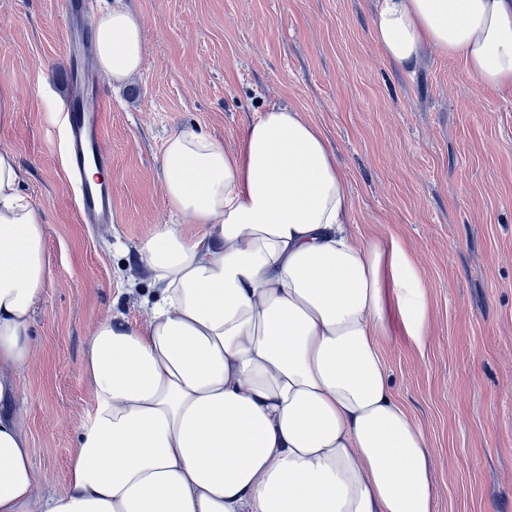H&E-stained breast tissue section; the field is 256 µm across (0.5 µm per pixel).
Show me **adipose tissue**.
Returning <instances> with one entry per match:
<instances>
[{"instance_id":"adipose-tissue-1","label":"adipose tissue","mask_w":512,"mask_h":512,"mask_svg":"<svg viewBox=\"0 0 512 512\" xmlns=\"http://www.w3.org/2000/svg\"><path fill=\"white\" fill-rule=\"evenodd\" d=\"M374 41L401 67L431 48L512 89V0H377ZM99 67L142 64V23L94 22ZM172 212L140 253L159 288L142 324L91 334L93 404L63 492L39 490L19 416L0 417V512H434L424 431L380 352L392 288L424 346L422 275L394 237L356 241L354 200L322 130L273 106L232 151L193 128L161 157ZM50 274L42 216L0 152V401L34 355Z\"/></svg>"}]
</instances>
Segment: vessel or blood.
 Returning <instances> with one entry per match:
<instances>
[{"mask_svg":"<svg viewBox=\"0 0 512 512\" xmlns=\"http://www.w3.org/2000/svg\"><path fill=\"white\" fill-rule=\"evenodd\" d=\"M106 108L107 100L99 93L88 102L71 91L61 102L65 119L64 163L72 180L77 217L85 224L114 221L111 181L91 180L86 175L89 166L102 169L111 163L102 133Z\"/></svg>","mask_w":512,"mask_h":512,"instance_id":"obj_1","label":"vessel or blood"}]
</instances>
